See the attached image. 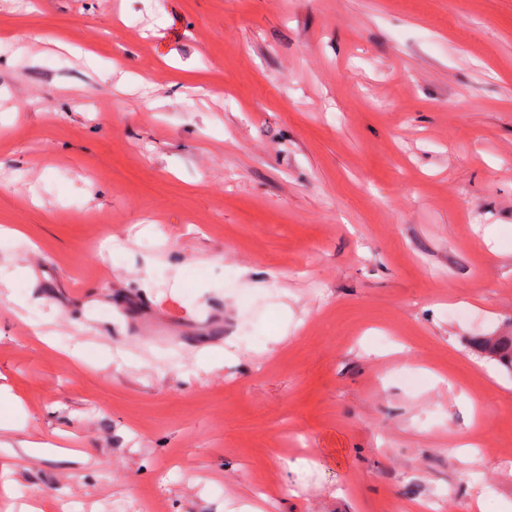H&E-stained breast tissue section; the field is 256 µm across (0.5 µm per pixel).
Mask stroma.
I'll use <instances>...</instances> for the list:
<instances>
[{
	"mask_svg": "<svg viewBox=\"0 0 512 512\" xmlns=\"http://www.w3.org/2000/svg\"><path fill=\"white\" fill-rule=\"evenodd\" d=\"M1 224L0 512H512V0H0ZM483 349L490 357L507 363L512 367V337L497 336L488 337L483 342Z\"/></svg>",
	"mask_w": 512,
	"mask_h": 512,
	"instance_id": "obj_1",
	"label": "stroma"
}]
</instances>
